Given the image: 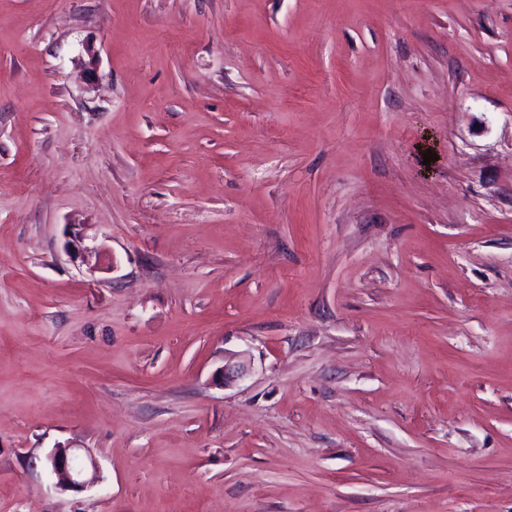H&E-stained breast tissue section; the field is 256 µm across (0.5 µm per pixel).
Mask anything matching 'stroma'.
<instances>
[{
  "label": "stroma",
  "mask_w": 512,
  "mask_h": 512,
  "mask_svg": "<svg viewBox=\"0 0 512 512\" xmlns=\"http://www.w3.org/2000/svg\"><path fill=\"white\" fill-rule=\"evenodd\" d=\"M0 512H512V0H0ZM47 467L55 474L65 488L84 487L93 482L95 476L88 481H81L84 467L74 455L71 447L57 448L47 457Z\"/></svg>",
  "instance_id": "stroma-1"
}]
</instances>
